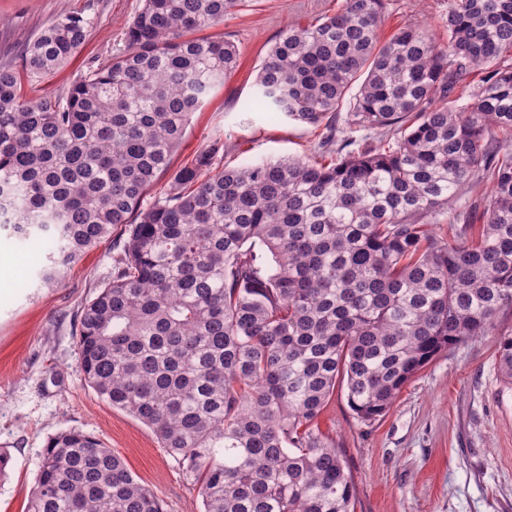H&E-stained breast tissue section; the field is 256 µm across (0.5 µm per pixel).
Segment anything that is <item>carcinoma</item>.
Masks as SVG:
<instances>
[{
	"label": "carcinoma",
	"instance_id": "1",
	"mask_svg": "<svg viewBox=\"0 0 512 512\" xmlns=\"http://www.w3.org/2000/svg\"><path fill=\"white\" fill-rule=\"evenodd\" d=\"M244 2L143 0L126 50L62 99H22L0 65V216L55 241L49 285L120 230L112 277L78 313L79 367L152 429L203 512H354L317 425L336 385L372 421L512 310V0H448L442 37L409 21L385 41L384 0H341L280 35L251 100L324 126L319 151L227 169L214 140L173 171L190 115L238 67L234 44L188 33ZM91 25L51 22L25 50L29 77L67 63ZM498 371L512 385V332ZM28 512L166 509L75 428L47 439Z\"/></svg>",
	"mask_w": 512,
	"mask_h": 512
}]
</instances>
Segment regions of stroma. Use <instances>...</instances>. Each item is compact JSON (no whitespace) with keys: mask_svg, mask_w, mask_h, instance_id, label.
<instances>
[{"mask_svg":"<svg viewBox=\"0 0 512 512\" xmlns=\"http://www.w3.org/2000/svg\"><path fill=\"white\" fill-rule=\"evenodd\" d=\"M339 0H250L205 36L232 41L235 73L195 112L174 151L180 167L209 141L224 143L223 164L237 168L312 154L321 131L256 112L246 103L260 65L282 32L334 14ZM143 0H0V64L21 75L23 98L66 96L88 68L126 47L128 24ZM448 0H384L381 39L409 21L441 33ZM93 18L76 55L47 78L23 74V52L62 14ZM114 238L65 269L57 286L41 275L50 241L20 239L0 223V264L23 258L22 275L0 286V452L9 458L0 481V512H27L40 455L51 435L81 429L112 448L133 475L161 497L167 512H202V501L166 455L153 431L103 401L79 368L75 314L112 272ZM512 330V311L489 335L453 346L409 382L383 417L360 422L336 391L320 430L342 448L356 485L355 512H512V386L500 377L499 334Z\"/></svg>","mask_w":512,"mask_h":512,"instance_id":"stroma-1","label":"stroma"}]
</instances>
